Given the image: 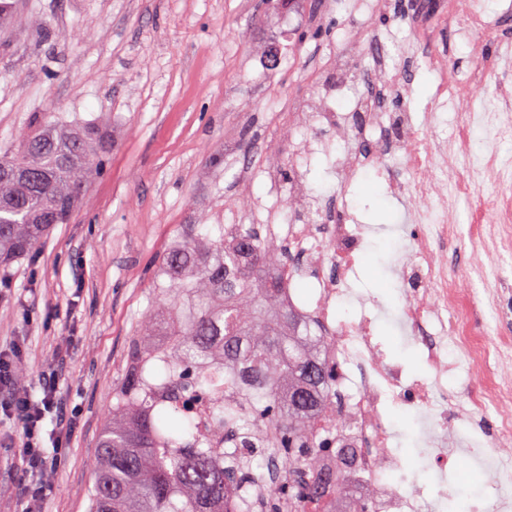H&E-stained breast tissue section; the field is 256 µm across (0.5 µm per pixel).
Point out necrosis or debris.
<instances>
[{"label": "necrosis or debris", "mask_w": 512, "mask_h": 512, "mask_svg": "<svg viewBox=\"0 0 512 512\" xmlns=\"http://www.w3.org/2000/svg\"><path fill=\"white\" fill-rule=\"evenodd\" d=\"M443 22L465 34L475 50L489 28L487 15L474 0H454ZM418 48L436 79L428 113L436 114L447 101L455 103L453 139L419 135L409 111L399 117L398 135H391L385 113L374 110L358 92L351 98V114L336 112L332 103L337 90L351 83L341 61L318 79L311 97L293 102L289 124L335 130L345 144L337 160L341 185L362 169L388 167L390 193L405 204L409 222L418 227L409 253L399 261V320L430 367L431 379L411 377L402 365L387 360L367 305L347 318L337 313L365 244V228L348 206L333 212L316 208L302 181H295L288 188L287 223L269 224L267 234L281 249L301 256L302 267H285L283 280L288 285L298 277L312 282L304 313L326 333L339 381L357 388L356 396L337 402L336 413L349 423L341 440L355 450L351 467L369 486L376 512H435L452 496L451 474L463 456L488 472L495 497L489 505L466 500L462 512H512V333L501 326L507 291L488 288L478 296L466 287L468 281L485 277V257L512 259V179L506 176L512 157L501 158L492 148L474 153L470 139L477 126L492 139L512 138V82L494 81L500 59L460 74L449 70L447 54L427 38H420ZM488 177L497 178L499 187L479 198L463 231L483 253L449 272L448 243L462 232L452 198L477 196ZM452 347L467 368L464 396L453 405L447 392L448 378L455 373L448 359ZM403 403L427 426L425 447L438 475L434 489L416 485L407 490L388 480L401 460L387 410ZM489 417L496 430L482 447H461L457 423L470 424L476 432Z\"/></svg>", "instance_id": "necrosis-or-debris-1"}]
</instances>
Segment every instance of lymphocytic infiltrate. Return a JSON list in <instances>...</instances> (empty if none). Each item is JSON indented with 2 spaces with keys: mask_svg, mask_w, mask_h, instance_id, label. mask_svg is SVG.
<instances>
[{
  "mask_svg": "<svg viewBox=\"0 0 512 512\" xmlns=\"http://www.w3.org/2000/svg\"><path fill=\"white\" fill-rule=\"evenodd\" d=\"M20 360L19 350H0V413L21 428L18 454L26 473L17 485L21 512H41V505L53 488L50 474L74 417L59 394L61 364L44 371L41 394L36 397L16 381L15 369Z\"/></svg>",
  "mask_w": 512,
  "mask_h": 512,
  "instance_id": "1",
  "label": "lymphocytic infiltrate"
}]
</instances>
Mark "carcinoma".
Wrapping results in <instances>:
<instances>
[{"mask_svg": "<svg viewBox=\"0 0 512 512\" xmlns=\"http://www.w3.org/2000/svg\"><path fill=\"white\" fill-rule=\"evenodd\" d=\"M105 129L38 122L0 157V267L69 222L100 157ZM180 224L150 301L168 307L131 338L112 419L93 466L90 512H330L311 483L344 488L336 366L328 338L285 299L288 258L256 228ZM207 410L211 433L197 430ZM322 421L315 430L312 424ZM267 472L253 468L255 457Z\"/></svg>", "mask_w": 512, "mask_h": 512, "instance_id": "carcinoma-1", "label": "carcinoma"}]
</instances>
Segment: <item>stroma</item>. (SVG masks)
I'll return each mask as SVG.
<instances>
[{"label": "stroma", "mask_w": 512, "mask_h": 512, "mask_svg": "<svg viewBox=\"0 0 512 512\" xmlns=\"http://www.w3.org/2000/svg\"><path fill=\"white\" fill-rule=\"evenodd\" d=\"M418 0H17L0 29V155L41 118L106 128L112 151L70 223L56 225L34 254L0 271V348H20L22 382L37 388L60 356V394L74 408L68 449L52 473L43 512H88L93 462L112 417V384L149 306L157 261L180 224H220L226 210L267 223L287 208L280 182L302 176L307 193L333 210L339 195L371 227L351 288L374 302L375 335L390 362L427 379L430 369L403 334L394 263L407 245L405 207L368 172L339 188L340 150L320 129L288 130V107L310 97L332 55L352 37L381 48L385 65L412 80L411 95L378 92L381 111L414 113L425 135L452 136V107L429 118L432 75L414 47L425 20ZM406 483L436 473L409 405L390 409ZM19 427L0 418V512H20L15 478Z\"/></svg>", "instance_id": "35a3bbf8"}]
</instances>
